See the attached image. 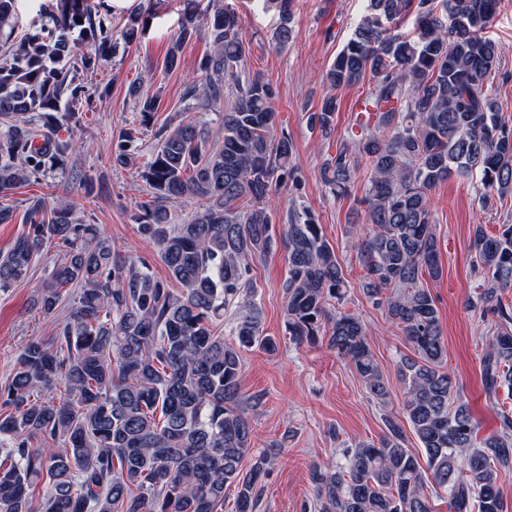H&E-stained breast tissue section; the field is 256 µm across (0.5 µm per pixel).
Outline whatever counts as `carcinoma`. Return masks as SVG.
<instances>
[{
  "label": "carcinoma",
  "mask_w": 512,
  "mask_h": 512,
  "mask_svg": "<svg viewBox=\"0 0 512 512\" xmlns=\"http://www.w3.org/2000/svg\"><path fill=\"white\" fill-rule=\"evenodd\" d=\"M200 15L186 0L176 42L164 67H180L181 46L205 34L211 50L198 62L202 83L185 96L226 112L208 123L187 121L155 133L142 171L152 202L136 215L140 235L155 243L168 278L141 259L123 255L93 224H81L67 203L38 198L26 213L27 233L0 253V290L28 279L45 247L62 251L36 289L45 316L75 288L67 319L54 336L30 340L0 389V512H221L224 491L236 489V512H257L262 479L274 448L254 452L250 411L261 404L242 392V352L274 351L262 313L250 302L232 341L220 327L224 310L255 293L249 261L284 246L288 274L286 329L297 343L327 338L349 359L367 393L387 403L390 391L361 319L331 307L349 281L311 212L284 215L270 194L295 192L302 175L292 139L278 132L273 86L242 70L241 22L209 0ZM282 20L279 45L293 38V0H260ZM500 0H366L365 14L324 76L327 93L309 117L328 137L337 92L369 75L352 145L336 148L321 167L323 183L347 192L365 165L367 225L350 246L365 270L364 294L402 330L414 356L399 375L403 416L384 417L378 443L347 448L332 466L311 472L320 512H434L448 494L450 512H505L501 483L512 474V410L478 440L479 423L445 369L447 349L436 300L424 283L441 273L431 190L452 174L471 176L483 198L512 196V119L500 112L486 80L499 68L501 48L485 36ZM99 0H59L52 25L19 41L0 42V198L49 172L67 171L78 112L92 104L78 74H92L119 43L137 38L136 21L112 29ZM415 17V35L396 29ZM82 22H77V19ZM88 44L71 60L67 34ZM156 96L141 97L148 122ZM135 142L126 132L112 144L124 165ZM200 201L184 224L169 205ZM282 231L276 232L275 225ZM471 264L480 292L470 307L494 332L481 360L486 396L512 389V224L475 227ZM64 395L53 397L58 387ZM411 431L420 461L407 447ZM40 440L33 446L32 440ZM45 482L41 510L34 489Z\"/></svg>",
  "instance_id": "1"
}]
</instances>
